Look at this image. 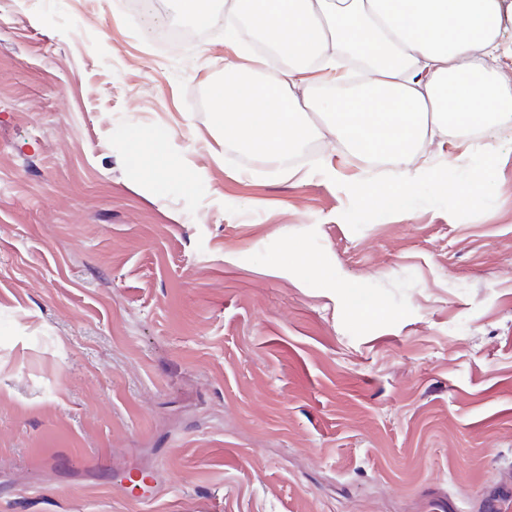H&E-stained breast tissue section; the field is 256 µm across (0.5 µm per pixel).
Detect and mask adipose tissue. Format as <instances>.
I'll return each instance as SVG.
<instances>
[{"mask_svg":"<svg viewBox=\"0 0 512 512\" xmlns=\"http://www.w3.org/2000/svg\"><path fill=\"white\" fill-rule=\"evenodd\" d=\"M243 14L281 64L247 47L225 61L208 99L225 137L269 164L327 139L342 153L392 163L401 185L368 195L395 205L423 177L418 147L453 129L512 124V82L499 75L512 57L504 39L512 0H225L226 43L237 45ZM313 112L323 125L311 123Z\"/></svg>","mask_w":512,"mask_h":512,"instance_id":"adipose-tissue-1","label":"adipose tissue"}]
</instances>
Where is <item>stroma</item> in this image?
<instances>
[{
  "label": "stroma",
  "instance_id": "stroma-1",
  "mask_svg": "<svg viewBox=\"0 0 512 512\" xmlns=\"http://www.w3.org/2000/svg\"><path fill=\"white\" fill-rule=\"evenodd\" d=\"M233 55L0 0V512H512V128L388 207L329 144L242 166L205 104ZM152 153L154 156V164L152 167L148 168V173L158 184L164 183L173 171L182 167L177 164L174 157L168 156L164 152L163 145L160 142L152 144Z\"/></svg>",
  "mask_w": 512,
  "mask_h": 512
}]
</instances>
